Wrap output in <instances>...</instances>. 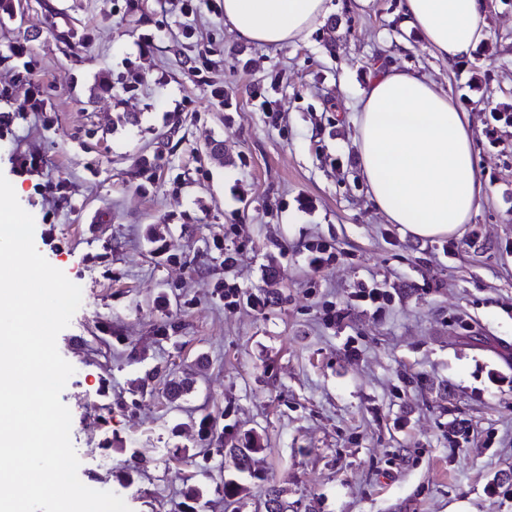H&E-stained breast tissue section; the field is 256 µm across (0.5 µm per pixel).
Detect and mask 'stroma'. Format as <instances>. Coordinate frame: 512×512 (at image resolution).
Returning <instances> with one entry per match:
<instances>
[{"label": "stroma", "instance_id": "obj_1", "mask_svg": "<svg viewBox=\"0 0 512 512\" xmlns=\"http://www.w3.org/2000/svg\"><path fill=\"white\" fill-rule=\"evenodd\" d=\"M399 2L332 0L280 47L173 0H0V55L27 50L0 62L17 113L0 173L83 290L57 337L83 484L131 512H182L194 486L199 512H222L233 477L239 512L271 483L293 512H512V0H486L487 43L453 65L401 28ZM393 64L469 113L488 191L453 238L387 223L362 177L355 105ZM33 82L51 111L30 110ZM325 241L317 271L307 247ZM371 282L384 309L349 307ZM206 418L225 447L259 440L250 473L204 459Z\"/></svg>", "mask_w": 512, "mask_h": 512}]
</instances>
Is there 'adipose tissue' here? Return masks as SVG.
I'll list each match as a JSON object with an SVG mask.
<instances>
[{"label":"adipose tissue","instance_id":"adipose-tissue-1","mask_svg":"<svg viewBox=\"0 0 512 512\" xmlns=\"http://www.w3.org/2000/svg\"><path fill=\"white\" fill-rule=\"evenodd\" d=\"M331 12L330 0H224L244 39L294 45ZM401 25L418 31L435 58L472 59L489 37L486 0H402ZM361 172L376 210L413 236L456 235L480 208L485 185L468 113L425 77L385 67L356 107Z\"/></svg>","mask_w":512,"mask_h":512}]
</instances>
